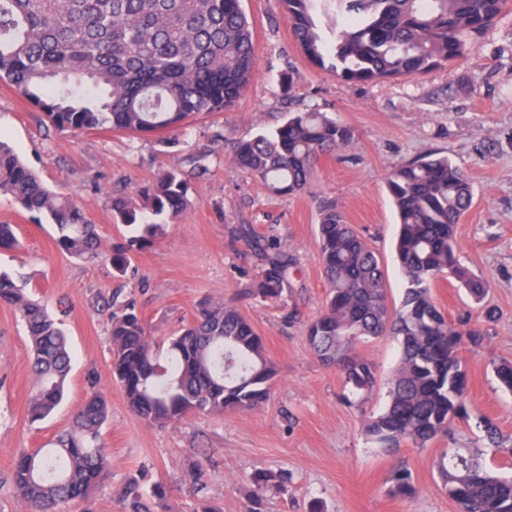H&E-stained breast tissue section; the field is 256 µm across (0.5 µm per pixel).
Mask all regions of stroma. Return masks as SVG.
Instances as JSON below:
<instances>
[{
    "instance_id": "obj_1",
    "label": "stroma",
    "mask_w": 512,
    "mask_h": 512,
    "mask_svg": "<svg viewBox=\"0 0 512 512\" xmlns=\"http://www.w3.org/2000/svg\"><path fill=\"white\" fill-rule=\"evenodd\" d=\"M257 42V74L229 111L203 115L183 131L133 136L100 129H54L8 85L0 83V136L52 189L69 194L101 239L102 258L74 259L59 250L49 221L34 223L10 196L0 195V224L15 228L20 246L0 250V272L62 323L72 370L57 411L32 424V354L14 309L0 304V512H30L14 489V459L24 448H47L67 427L91 387L105 395L109 413L102 440L109 477L87 500L64 512H126L131 479L161 484L150 512H455L437 463L445 449L477 448L498 472L512 476V393L502 391L493 364L512 360V4L483 34L465 39L452 66L419 78L364 85L342 82L313 65L294 39L280 0H244ZM324 112L353 128L350 147L322 156L307 192L274 195L230 162L236 141L277 127L289 112ZM431 153L448 156L469 177L474 200L457 226V257L487 281L482 302L453 279H438L432 297L454 320L485 323L486 337L465 353L466 401L489 418L502 448L475 424L418 448L388 449L364 432L387 398L397 363L389 336L358 343L379 387L363 407L348 402L344 379L308 348V323L321 310L326 282L318 246V204L336 203L348 224L379 255L389 302L400 307L405 281L393 252L397 214L386 189L393 165ZM190 177L193 205L150 247L134 252L127 275L106 257L130 231L117 224L116 196L138 198L166 169ZM250 229L295 262L279 300L250 296L260 265L240 238ZM133 299L156 340L190 323L200 305L235 306L262 336L276 363L270 396L260 407L221 416L190 414L175 424L152 425L128 407L112 379V298ZM412 473L415 491L389 495L396 465ZM284 477L283 487L257 491V472Z\"/></svg>"
}]
</instances>
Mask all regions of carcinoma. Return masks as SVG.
<instances>
[{"instance_id":"obj_1","label":"carcinoma","mask_w":512,"mask_h":512,"mask_svg":"<svg viewBox=\"0 0 512 512\" xmlns=\"http://www.w3.org/2000/svg\"><path fill=\"white\" fill-rule=\"evenodd\" d=\"M243 0H0V82L7 83L60 130L108 127L129 134H164L197 115L226 112L256 74L253 27ZM295 40L315 67L358 85L418 77L462 56L465 37L493 24L508 0H282ZM351 127L321 112H290L270 134L238 141L231 162L276 195L309 187L319 158L350 146ZM386 187L396 207L395 244L406 281L403 311L388 303L386 277L371 246L336 204L321 205L319 250L327 291L309 323L310 350L336 368L357 402L374 391L370 363L356 351L369 338L391 335L398 362L388 401L367 432L386 448L423 447L469 421L463 350L486 333L470 318L455 321L437 307L431 288L446 275L475 301L485 281L456 258V226L473 191L463 169L446 156L395 165ZM28 212L48 216L58 248L75 259L100 255V243L75 201L48 189L0 141V194ZM143 205L112 198L126 243L108 255L113 270L128 273L129 254L153 243L191 205L188 180L175 169L158 174L140 192ZM265 252L252 292L279 299L292 258L255 239ZM11 305L30 342L34 388L31 422L45 420L63 400L71 356L61 324L0 272V304ZM113 380L130 410L147 423H176L190 412L222 415L266 402L274 362L253 325L224 302H207L194 321L158 345L134 302L112 305ZM512 392V362L494 366ZM107 403L91 393L54 447L18 455L12 480L31 512H60L85 499L108 476L102 442ZM438 471L460 512H512V478L501 477L475 448H449ZM390 493L414 491L411 474L393 471Z\"/></svg>"}]
</instances>
